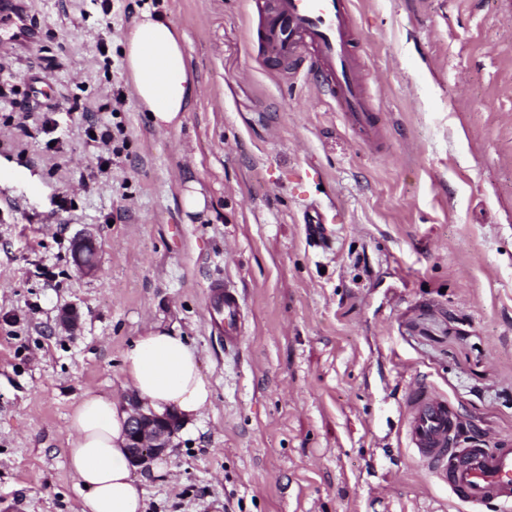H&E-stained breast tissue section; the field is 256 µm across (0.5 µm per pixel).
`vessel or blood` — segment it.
Masks as SVG:
<instances>
[{
  "label": "vessel or blood",
  "mask_w": 512,
  "mask_h": 512,
  "mask_svg": "<svg viewBox=\"0 0 512 512\" xmlns=\"http://www.w3.org/2000/svg\"><path fill=\"white\" fill-rule=\"evenodd\" d=\"M257 37L268 57L290 74L307 71L342 112L346 125L365 141H379L377 109L359 59L350 0H266ZM327 218L316 205L304 211L309 240L333 244ZM239 298L223 282L209 287L206 317L236 345L241 331ZM406 435L411 448L460 501L512 504V437L457 449V416L447 399L416 386L407 396Z\"/></svg>",
  "instance_id": "1"
}]
</instances>
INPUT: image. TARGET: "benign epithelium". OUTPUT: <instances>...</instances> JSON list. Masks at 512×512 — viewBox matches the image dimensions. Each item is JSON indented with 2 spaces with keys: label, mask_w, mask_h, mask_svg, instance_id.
<instances>
[{
  "label": "benign epithelium",
  "mask_w": 512,
  "mask_h": 512,
  "mask_svg": "<svg viewBox=\"0 0 512 512\" xmlns=\"http://www.w3.org/2000/svg\"><path fill=\"white\" fill-rule=\"evenodd\" d=\"M97 244L90 236L79 237L73 246L75 265L84 274L95 271ZM133 413L128 422V453L135 465H145L171 447L180 428L179 418L174 413L164 416L145 414L140 411L137 398L131 399Z\"/></svg>",
  "instance_id": "obj_1"
}]
</instances>
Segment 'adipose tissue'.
Here are the masks:
<instances>
[{
    "instance_id": "1",
    "label": "adipose tissue",
    "mask_w": 512,
    "mask_h": 512,
    "mask_svg": "<svg viewBox=\"0 0 512 512\" xmlns=\"http://www.w3.org/2000/svg\"><path fill=\"white\" fill-rule=\"evenodd\" d=\"M124 55L136 98L155 126L179 125L195 93L181 35L160 15L142 11ZM122 373L144 411H173L188 424L211 403L212 386L196 352L171 333L150 329L138 336L123 355ZM128 418L111 395L93 392L83 395L69 418L68 466L85 512H145V491L131 476Z\"/></svg>"
}]
</instances>
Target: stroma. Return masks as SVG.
<instances>
[{
  "mask_svg": "<svg viewBox=\"0 0 512 512\" xmlns=\"http://www.w3.org/2000/svg\"><path fill=\"white\" fill-rule=\"evenodd\" d=\"M351 8L381 151L266 56L255 0H25L30 42L0 18V512H82L69 416L89 391L127 404L123 355L152 325L213 396L161 470L132 468L146 512H512L456 499L405 440L415 385L448 398L458 447L512 435V0ZM153 9L196 82L164 130L123 62ZM18 101L54 131L20 127ZM118 131L98 173L91 136ZM311 202L338 211L336 252L308 240ZM217 278L243 309L234 353L204 316ZM97 244L91 236L79 237L73 246V258L75 265L84 274H91L95 271V253Z\"/></svg>",
  "mask_w": 512,
  "mask_h": 512,
  "instance_id": "35a3bbf8",
  "label": "stroma"
}]
</instances>
